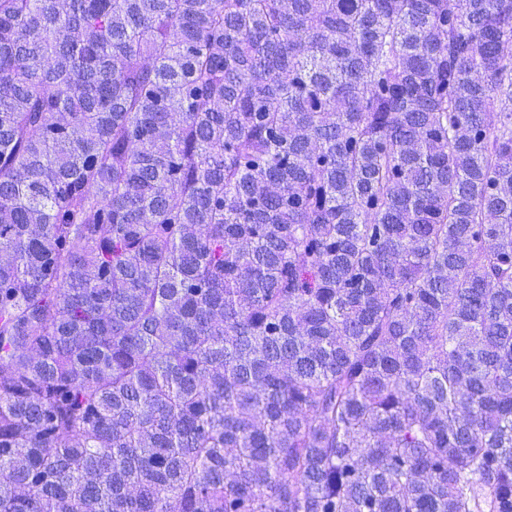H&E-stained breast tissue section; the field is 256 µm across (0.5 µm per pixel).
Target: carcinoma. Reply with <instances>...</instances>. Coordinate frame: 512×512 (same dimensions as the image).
I'll list each match as a JSON object with an SVG mask.
<instances>
[{
  "instance_id": "1",
  "label": "carcinoma",
  "mask_w": 512,
  "mask_h": 512,
  "mask_svg": "<svg viewBox=\"0 0 512 512\" xmlns=\"http://www.w3.org/2000/svg\"><path fill=\"white\" fill-rule=\"evenodd\" d=\"M512 0H0V512H512Z\"/></svg>"
}]
</instances>
